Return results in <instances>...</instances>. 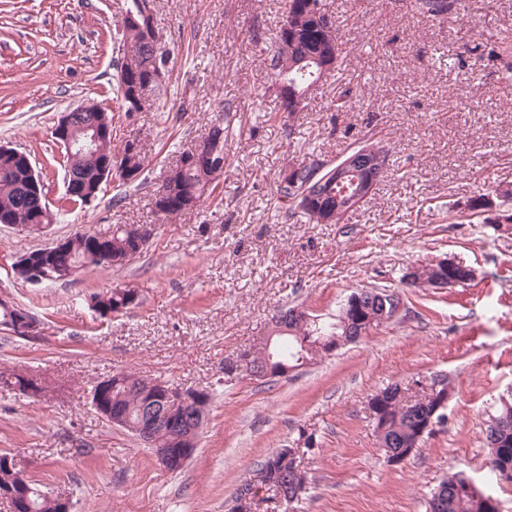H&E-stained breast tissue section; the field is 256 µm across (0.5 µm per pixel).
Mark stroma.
Returning <instances> with one entry per match:
<instances>
[{
    "label": "stroma",
    "mask_w": 512,
    "mask_h": 512,
    "mask_svg": "<svg viewBox=\"0 0 512 512\" xmlns=\"http://www.w3.org/2000/svg\"><path fill=\"white\" fill-rule=\"evenodd\" d=\"M334 4L340 62L289 114L268 92L263 63L284 0H154L169 71L153 106L127 113L116 69L126 0H0V144L30 156L51 209L65 199L53 129L73 106L98 103L112 117L113 149L136 133L148 153L138 181L108 182L42 233L0 224V299L44 325L30 341L0 330V367L47 388L40 397L0 389V453L68 497L71 512H229L257 464L303 433L314 439L304 493L259 512H426L457 471L498 512H512V482L491 478L484 441L512 396V228L494 229L465 207L512 185V76L482 56L512 35V0H462L455 23L420 15L411 0ZM345 91V111H331ZM228 106L237 117L223 176L198 209L163 218L157 188ZM369 138L392 144L390 165L340 223L276 210L288 165L336 161ZM117 224L156 227L125 266L39 286L14 273L23 254ZM445 257L471 266L475 280L445 290L402 284L407 267ZM125 286L139 305L106 318L91 308L94 294ZM361 288L399 293L402 310L358 342L313 354L289 378L225 374V360L263 345L276 310L299 305L329 319ZM120 370L211 393L180 471L91 407L92 386ZM436 375L452 389L443 425L389 464L369 399Z\"/></svg>",
    "instance_id": "1"
}]
</instances>
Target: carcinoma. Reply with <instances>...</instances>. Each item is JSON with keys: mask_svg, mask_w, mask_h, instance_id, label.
<instances>
[{"mask_svg": "<svg viewBox=\"0 0 512 512\" xmlns=\"http://www.w3.org/2000/svg\"><path fill=\"white\" fill-rule=\"evenodd\" d=\"M288 14V27L280 28L278 38H288V54H283L277 47H272L264 58L265 69L271 78L272 88L282 85L281 92L277 93L282 99L284 111H289L288 98H305L307 91L322 78L324 72L331 70L328 66L331 57L340 55L337 36V26L326 27L317 19V14L309 8L310 0H285ZM460 0H414L415 10L430 17L447 19L451 15H459ZM151 36L144 28L136 25L122 24L120 45L123 56L119 72H124L134 65L141 78L155 81L152 88L158 90L163 84L156 80L165 77L169 53L163 51L154 53L150 48ZM487 57L500 62L505 72L512 73V40L503 37L490 44L487 48ZM101 157L95 154L74 152L66 159L68 168L72 173L82 178L88 186L89 194L98 198L103 185L99 183ZM178 163L180 171L176 179L166 177V181H175L174 193L193 190L198 193V200H204L213 191V183L224 174L222 167H199L190 160L189 151L181 153ZM326 161L314 159L309 163L294 164L281 176V181L293 180L297 188L308 185L313 174ZM28 180L26 169L18 160L9 157H0V217L7 215L10 223L22 224L28 231L39 233L50 225L56 223L60 213H40L34 209L35 196L33 192H22V183ZM342 189H331L327 196L321 200L314 199L303 202L297 199L296 194L289 192V187L278 188V200L285 204V213L294 216L302 214L309 224L321 223V215L336 214V198ZM156 210L168 218H176L190 212V209L175 202V197L169 200L154 201ZM70 247L71 262L80 268L100 267L112 265L111 259L125 256L128 252L136 250L132 239V232L128 225L119 224L112 228L108 234H89L85 231L76 232L67 237ZM468 272L460 266L434 267L425 266L415 279L430 282L438 277H446L448 281L457 284H467ZM133 288L115 287L106 292L98 293L92 297L95 310L102 316L108 312L128 308L132 302ZM375 311V300L366 296L362 298L360 308L342 307L336 319L332 322H312L300 324L289 322L288 331L273 333L268 337L264 347L252 352L253 361L262 362L266 359L272 361L273 368L286 364L290 367L299 366V353L302 350L300 338L311 337L317 341L323 336H344L346 339L360 337V321L365 312ZM125 384L112 388L106 393L108 403L123 411L128 425L139 424L144 411L145 399L142 392L150 378L127 372L124 376ZM37 382L32 377L26 379L15 372L0 371V384L4 387L23 390V385ZM392 386H387L376 393L383 405L382 416L385 419L384 431L379 433L382 448L394 449L403 445L416 443L418 426L428 416L432 402L425 395L412 401L397 398L391 392ZM505 418L511 425L494 430L487 429L486 442L490 449L489 465H506L512 467V401H501V407L496 419ZM185 422L176 423L156 434L153 444L156 448H164L169 452H176L182 444ZM292 467V461L282 450H277L267 456L257 466L256 473L263 475L264 492H277L278 486L284 482V474ZM446 492L443 512H489L483 495L469 487L468 478L457 472L448 476L440 483ZM12 488L17 496L7 499L12 512H64L70 507L68 501H60L43 491L39 484L27 477L17 467L14 456L7 452L0 454V489Z\"/></svg>", "mask_w": 512, "mask_h": 512, "instance_id": "1", "label": "carcinoma"}]
</instances>
